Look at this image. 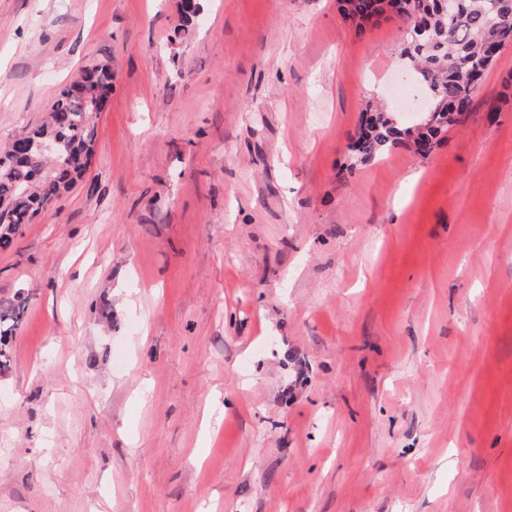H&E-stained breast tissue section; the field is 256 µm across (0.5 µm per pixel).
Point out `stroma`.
<instances>
[{"instance_id":"35a3bbf8","label":"stroma","mask_w":512,"mask_h":512,"mask_svg":"<svg viewBox=\"0 0 512 512\" xmlns=\"http://www.w3.org/2000/svg\"><path fill=\"white\" fill-rule=\"evenodd\" d=\"M0 0V143L99 60L84 177L0 249V512H512V46L427 155L339 0ZM402 134V130L394 125L386 111L369 110L357 139L350 147L352 159L360 162L373 161L389 142L398 140ZM23 300L16 304L0 307V370L7 368L10 364L6 342L18 325L20 314L24 309Z\"/></svg>"}]
</instances>
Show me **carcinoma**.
<instances>
[{"label": "carcinoma", "instance_id": "cac0c4a2", "mask_svg": "<svg viewBox=\"0 0 512 512\" xmlns=\"http://www.w3.org/2000/svg\"><path fill=\"white\" fill-rule=\"evenodd\" d=\"M392 10L419 37L407 41L401 59L410 78L423 84L432 99L430 118L421 133L432 146L448 127L468 112L483 75L500 49L512 42V0H342L344 19L361 27ZM112 64L85 68L74 86L52 101L46 120L22 129L0 147V248H6L87 171L98 134V121L112 91ZM386 111L366 114L350 150L352 159L374 160L400 138ZM54 151L46 157L40 145ZM24 305L0 307V370L10 364L6 342L18 325Z\"/></svg>", "mask_w": 512, "mask_h": 512}]
</instances>
